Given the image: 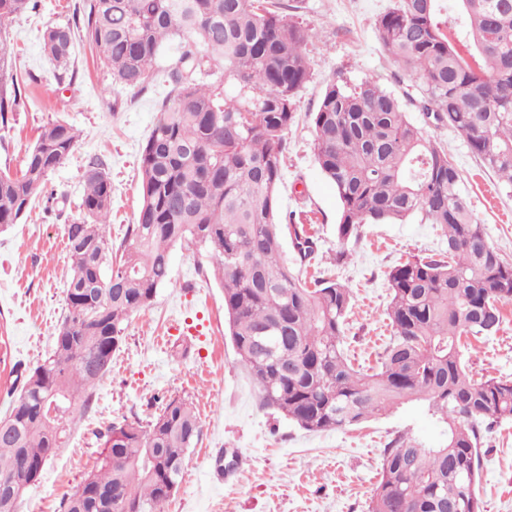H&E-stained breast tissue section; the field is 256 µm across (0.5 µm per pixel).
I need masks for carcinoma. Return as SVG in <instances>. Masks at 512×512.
I'll return each mask as SVG.
<instances>
[{
  "mask_svg": "<svg viewBox=\"0 0 512 512\" xmlns=\"http://www.w3.org/2000/svg\"><path fill=\"white\" fill-rule=\"evenodd\" d=\"M37 2L0 0V31ZM375 28L393 63L418 81L423 112L463 134L471 153L512 186V0H396ZM83 32L115 83L142 89L161 75L174 97L143 149L141 205L116 262L107 237L111 178L100 161L84 172L83 220L65 226L66 314L52 354L24 369L0 420V512H17L40 479L70 431L72 406L82 395L90 401L111 370L124 322L168 281L175 245L208 254L238 364L262 406L313 433L412 401L441 416L444 443L429 448L399 436L384 448L368 512H483L475 493L482 439L512 420V380L474 379L461 347L468 336L500 330V305L512 303V261L487 243L456 191L460 171L448 152L371 77L329 83L314 113L315 158L340 201L336 264L364 224L418 217L445 237L440 258L416 257L388 272L392 334L377 368L365 372L342 348L351 288L303 278L317 258L315 241L277 206L295 99L310 75L311 29L288 19L277 0H87ZM42 44L64 79L71 29L46 28ZM202 73L212 80L201 81ZM24 106L1 48L0 125ZM77 137L68 122L54 121L19 173L0 172L1 229L44 191ZM285 233L293 265L282 259ZM57 398L66 405L51 417ZM200 432L194 406L177 397L145 427L112 424L103 457L63 497L62 512H105L97 499L106 495L122 498L127 512H166Z\"/></svg>",
  "mask_w": 512,
  "mask_h": 512,
  "instance_id": "carcinoma-1",
  "label": "carcinoma"
}]
</instances>
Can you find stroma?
<instances>
[{"mask_svg": "<svg viewBox=\"0 0 512 512\" xmlns=\"http://www.w3.org/2000/svg\"><path fill=\"white\" fill-rule=\"evenodd\" d=\"M282 2L290 7L289 19L312 29L315 39L306 48L310 78L295 101L278 208L310 228L319 267L352 289L344 349L354 364L367 368L391 334L388 272L409 256L439 254L443 237L434 225L416 220L366 224L348 244L349 261L333 266L340 204L316 163L311 122L326 85L370 75L400 96L408 118L459 168L457 190L484 225L488 244L510 260L512 186L480 164L463 135L431 122L419 102L406 99L413 80L394 66L375 30L392 0ZM85 3L39 0L36 11L8 21L0 32L14 71L34 77L21 88L25 110L0 129V171L19 172L27 147L49 122L66 121L80 133L67 160L47 177V190L57 195L54 205L35 198L19 223L0 233V417L18 395L17 367L36 365L53 347L70 277L65 227L83 218L79 204L89 162L102 161L112 178L109 232L113 245H120L140 208L141 151L170 92L162 81L140 91L115 84L80 35L72 80L58 81L42 50V34L46 27L81 20ZM210 269L204 253L174 248L168 282L149 307L126 321L111 371L89 406L76 407L68 439L47 459L19 512H61L63 494L94 468L107 427L126 419L148 422L173 396L193 403L202 431L187 452L167 512H367L388 442L400 435L428 446L444 440L446 425L423 402L322 433L306 432L263 407L256 385L237 364L224 290ZM502 315L496 335L464 342L463 359L474 375L512 379V303L503 305ZM481 448L476 493L484 512H512V420L486 433Z\"/></svg>", "mask_w": 512, "mask_h": 512, "instance_id": "obj_1", "label": "stroma"}]
</instances>
